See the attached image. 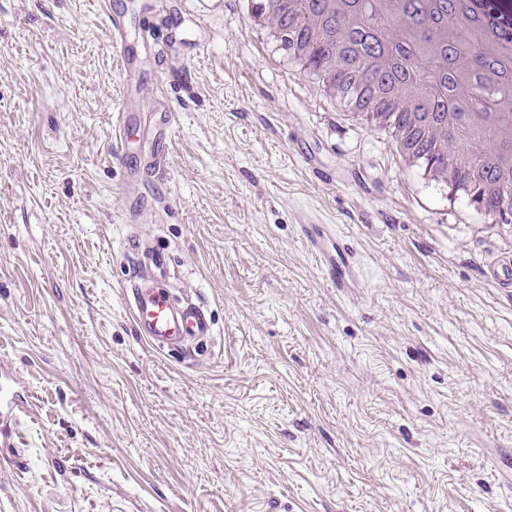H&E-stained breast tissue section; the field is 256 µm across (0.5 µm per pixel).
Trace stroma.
<instances>
[{
    "label": "stroma",
    "mask_w": 512,
    "mask_h": 512,
    "mask_svg": "<svg viewBox=\"0 0 512 512\" xmlns=\"http://www.w3.org/2000/svg\"><path fill=\"white\" fill-rule=\"evenodd\" d=\"M112 0L201 55L124 89L95 0H0V512H512V252L326 102L244 0ZM177 114L158 189L111 166L120 109ZM351 244L330 287L301 223ZM203 300L202 349L133 328L126 240Z\"/></svg>",
    "instance_id": "obj_1"
}]
</instances>
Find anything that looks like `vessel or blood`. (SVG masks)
<instances>
[{
  "label": "vessel or blood",
  "mask_w": 512,
  "mask_h": 512,
  "mask_svg": "<svg viewBox=\"0 0 512 512\" xmlns=\"http://www.w3.org/2000/svg\"><path fill=\"white\" fill-rule=\"evenodd\" d=\"M129 41L128 30L120 23H113L112 48L120 59L122 75L131 80L136 77L137 70L129 51ZM134 123V113H123L114 140L113 162L127 174L133 169L128 162L127 142ZM148 128L153 135V148L141 156L138 168L151 172L160 181L168 173V144L174 128L171 108L162 106ZM323 237V232H316L312 236V243L321 258L326 281L338 289L358 287L353 249L341 244L336 250H327L322 244ZM127 253L144 257L150 268L149 276L134 274L126 290L131 320L139 336L150 346L172 350L181 348L185 339H208L213 336L214 324L204 304L188 303L179 307L165 294L163 284L169 275V263L163 248L156 246L144 250L139 238L133 236L128 240Z\"/></svg>",
  "instance_id": "vessel-or-blood-1"
}]
</instances>
